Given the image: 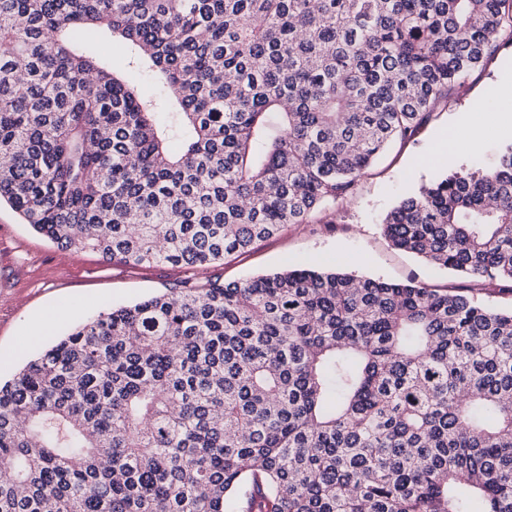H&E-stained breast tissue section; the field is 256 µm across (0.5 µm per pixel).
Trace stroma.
<instances>
[{
  "instance_id": "obj_1",
  "label": "stroma",
  "mask_w": 512,
  "mask_h": 512,
  "mask_svg": "<svg viewBox=\"0 0 512 512\" xmlns=\"http://www.w3.org/2000/svg\"><path fill=\"white\" fill-rule=\"evenodd\" d=\"M512 43L502 42L483 64L451 90L446 103L409 142L389 149L358 182L342 205L316 215L311 223L290 224L251 250L227 256L223 263L189 270L169 264L134 267L104 261L89 249L64 250L23 224L9 206H0V381L12 378L70 328L107 306L127 305L194 279L240 281L288 267L340 266L367 277L430 288H457L465 280L394 249L380 224L403 196L443 174L434 156L442 137H449L457 170L489 168L512 143L499 119L512 113ZM481 126L479 148L469 145L474 126Z\"/></svg>"
}]
</instances>
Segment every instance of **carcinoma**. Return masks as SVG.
I'll list each match as a JSON object with an SVG mask.
<instances>
[{"mask_svg": "<svg viewBox=\"0 0 512 512\" xmlns=\"http://www.w3.org/2000/svg\"><path fill=\"white\" fill-rule=\"evenodd\" d=\"M102 28L153 93L81 47ZM504 40L512 0H0V203L65 250L209 267L351 197ZM380 228L512 294V143ZM475 498L512 512V307L473 291L316 266L186 281L0 383V512Z\"/></svg>", "mask_w": 512, "mask_h": 512, "instance_id": "1", "label": "carcinoma"}]
</instances>
